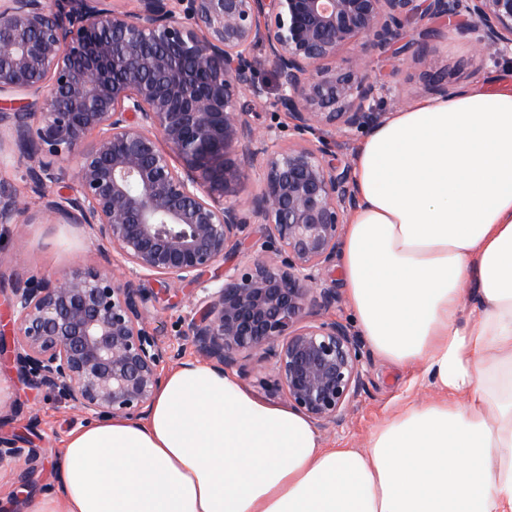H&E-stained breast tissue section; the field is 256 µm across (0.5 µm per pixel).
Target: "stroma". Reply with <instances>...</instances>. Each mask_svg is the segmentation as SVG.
Instances as JSON below:
<instances>
[{
	"label": "stroma",
	"mask_w": 512,
	"mask_h": 512,
	"mask_svg": "<svg viewBox=\"0 0 512 512\" xmlns=\"http://www.w3.org/2000/svg\"><path fill=\"white\" fill-rule=\"evenodd\" d=\"M433 26L438 33L424 45L392 50L376 61L374 76L390 84L393 93L409 103L432 98L433 79L439 73L449 88L458 92L475 86H512L511 63L481 64L473 52L472 35L459 34L439 20ZM19 256L26 260V273L37 277L59 274L77 264L105 263L101 245L85 229L45 223L39 209H32L24 231L0 234V321L7 315L9 284ZM145 288L152 297L154 325L161 341L180 347L183 361L196 360L197 354L183 342L178 324L182 302L193 292V285L168 286L150 280ZM363 370V390L346 419L322 434L327 445L365 446L379 423L421 393L418 367L392 365L369 347L364 350ZM0 384L9 393L0 407V437L19 440L22 446L38 452L26 477L0 470V512H19L20 503L28 496L55 488L54 460L69 432L81 421L59 397L24 381L6 355L0 357Z\"/></svg>",
	"instance_id": "35a3bbf8"
}]
</instances>
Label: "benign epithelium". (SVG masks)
<instances>
[{"mask_svg":"<svg viewBox=\"0 0 512 512\" xmlns=\"http://www.w3.org/2000/svg\"><path fill=\"white\" fill-rule=\"evenodd\" d=\"M133 2L0 0V94L32 97L0 111V139L36 143L26 177L43 212L112 254L103 267L16 273L0 353L86 420L142 419L180 356L152 328L143 282L191 283L180 332L198 357L259 377L328 430L363 385L359 336L326 316L342 301L327 272L360 204L336 149L389 117L392 89L371 63L426 18L478 34L476 53L495 64L511 60L512 0ZM259 43L286 144L250 112L268 98ZM345 50L349 69L335 66ZM252 178L259 189L243 203ZM27 210L0 185L1 227L21 228ZM253 218L262 235L248 247ZM220 267L223 279H203ZM36 456L0 439V467Z\"/></svg>","mask_w":512,"mask_h":512,"instance_id":"7a95c632","label":"benign epithelium"}]
</instances>
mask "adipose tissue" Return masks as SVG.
Masks as SVG:
<instances>
[{"label":"adipose tissue","instance_id":"ef3b65f1","mask_svg":"<svg viewBox=\"0 0 512 512\" xmlns=\"http://www.w3.org/2000/svg\"><path fill=\"white\" fill-rule=\"evenodd\" d=\"M338 271L353 317L431 390L361 448L200 362L148 416L72 430L22 512H512V90L396 110L353 157Z\"/></svg>","mask_w":512,"mask_h":512}]
</instances>
